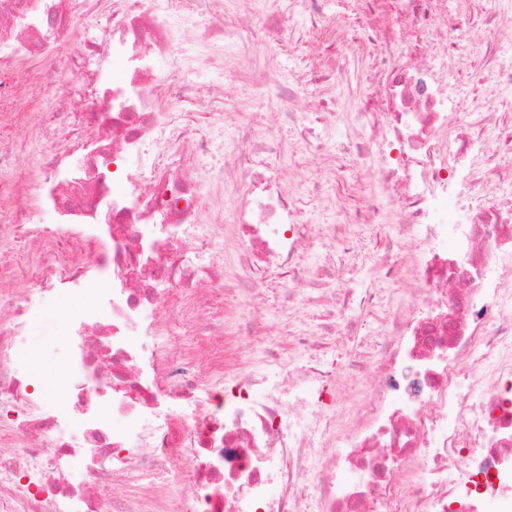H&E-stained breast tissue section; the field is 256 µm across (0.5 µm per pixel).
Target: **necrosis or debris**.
Listing matches in <instances>:
<instances>
[{
  "label": "necrosis or debris",
  "mask_w": 512,
  "mask_h": 512,
  "mask_svg": "<svg viewBox=\"0 0 512 512\" xmlns=\"http://www.w3.org/2000/svg\"><path fill=\"white\" fill-rule=\"evenodd\" d=\"M213 2L112 0L90 32L94 0H0V169L13 172L0 178V512H512V111L463 107L424 40L376 45L355 148L400 155L353 221L392 211L420 254L407 264L386 247L354 283L351 226L324 237L303 221L304 196L270 164L281 142L223 152L212 140L224 89L192 75L241 39ZM458 2L439 43L464 59ZM34 57L46 64L36 74ZM262 97L277 118L301 116L279 75ZM301 117L293 152L325 151L335 101ZM28 130L45 145L36 160ZM126 156L138 166L108 171ZM202 156L217 160L214 181L247 190L231 214V271L223 195L202 227ZM270 273L297 306L322 303V330L280 324L282 351L243 371L224 301L250 279L261 308ZM407 278L412 292L397 293ZM379 296L390 314L377 356L339 370V318ZM63 297L73 328L57 345L54 400L25 334ZM168 313L207 344H180ZM347 370L368 377L348 409Z\"/></svg>",
  "instance_id": "4bbe7bcc"
}]
</instances>
